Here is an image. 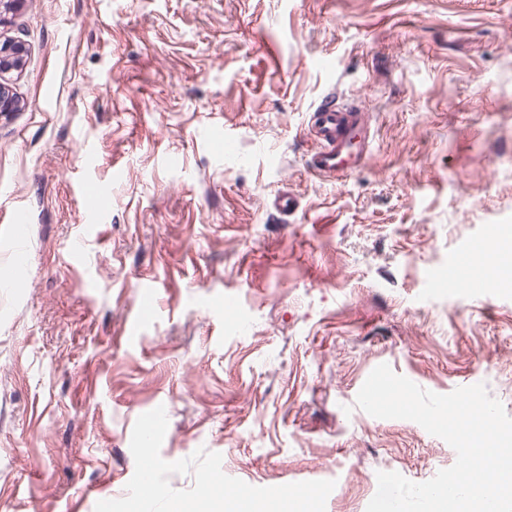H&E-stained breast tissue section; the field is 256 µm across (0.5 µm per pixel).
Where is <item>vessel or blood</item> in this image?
<instances>
[{"instance_id": "1", "label": "vessel or blood", "mask_w": 512, "mask_h": 512, "mask_svg": "<svg viewBox=\"0 0 512 512\" xmlns=\"http://www.w3.org/2000/svg\"><path fill=\"white\" fill-rule=\"evenodd\" d=\"M307 135L314 141L308 167L325 179H340L361 168L369 158L371 145V115L365 105L356 100L337 102L328 95L310 111ZM30 225L25 211H17L11 225L17 245L15 261L25 265L24 243Z\"/></svg>"}]
</instances>
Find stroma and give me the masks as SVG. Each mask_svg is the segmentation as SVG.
Listing matches in <instances>:
<instances>
[{
    "instance_id": "35a3bbf8",
    "label": "stroma",
    "mask_w": 512,
    "mask_h": 512,
    "mask_svg": "<svg viewBox=\"0 0 512 512\" xmlns=\"http://www.w3.org/2000/svg\"><path fill=\"white\" fill-rule=\"evenodd\" d=\"M1 33L28 53L0 112V512H127L147 448L187 505L216 476L366 512L378 472L457 459L357 407L383 363L512 416V297L451 279L512 226V0H25ZM330 91L374 133L335 184L306 165ZM12 237L17 244L15 261L18 266H23L27 262V252L24 249V243L28 238L30 225L24 210H18L11 222Z\"/></svg>"
}]
</instances>
